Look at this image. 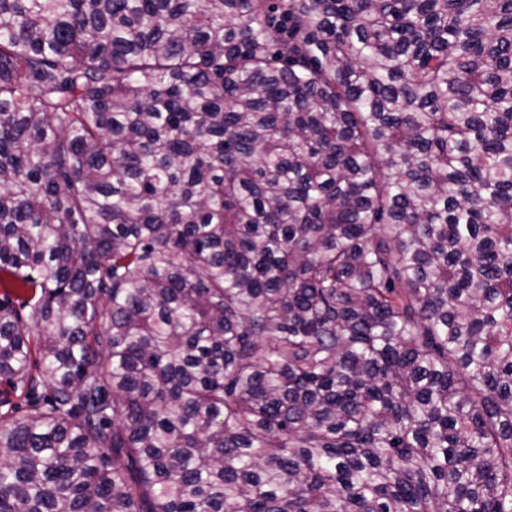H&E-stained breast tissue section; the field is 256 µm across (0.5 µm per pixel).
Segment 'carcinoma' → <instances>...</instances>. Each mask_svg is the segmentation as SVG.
I'll return each instance as SVG.
<instances>
[{"label":"carcinoma","instance_id":"carcinoma-1","mask_svg":"<svg viewBox=\"0 0 512 512\" xmlns=\"http://www.w3.org/2000/svg\"><path fill=\"white\" fill-rule=\"evenodd\" d=\"M0 512H512V0H0Z\"/></svg>","mask_w":512,"mask_h":512}]
</instances>
